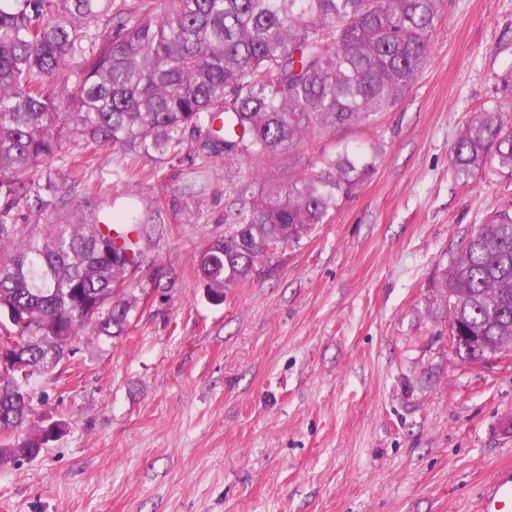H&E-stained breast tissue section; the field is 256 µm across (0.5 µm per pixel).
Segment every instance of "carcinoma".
<instances>
[{"instance_id":"1","label":"carcinoma","mask_w":512,"mask_h":512,"mask_svg":"<svg viewBox=\"0 0 512 512\" xmlns=\"http://www.w3.org/2000/svg\"><path fill=\"white\" fill-rule=\"evenodd\" d=\"M445 0H0V337L36 373L0 381V422L32 411L33 383L58 365L65 339L119 336L141 252L139 210L103 223L93 210L47 220L76 188L93 191L92 155L112 147L130 176L160 166L271 158L312 134L393 111L426 66ZM74 142L86 155L57 178L45 163ZM378 149L344 147L321 166L260 188L224 215V235L193 265L210 297L270 274L278 252L336 212ZM489 161L512 173V118L480 106L452 148L456 176ZM448 327L481 354L512 347V209L485 219L441 282ZM96 308L98 322L86 321ZM0 425V433L7 431ZM37 441L0 437V458H34Z\"/></svg>"}]
</instances>
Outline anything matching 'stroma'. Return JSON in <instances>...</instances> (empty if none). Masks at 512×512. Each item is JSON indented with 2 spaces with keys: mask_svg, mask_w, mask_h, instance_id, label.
Returning <instances> with one entry per match:
<instances>
[{
  "mask_svg": "<svg viewBox=\"0 0 512 512\" xmlns=\"http://www.w3.org/2000/svg\"><path fill=\"white\" fill-rule=\"evenodd\" d=\"M512 0H446L427 65L370 125L316 133L225 166L112 148L88 178L100 216L148 220L128 330L82 337L38 378L34 412L65 427L38 457L0 461V512H478L512 467V358L454 352L439 281L475 225L512 206L493 168L457 180L451 148L480 105L512 110ZM349 143L377 144L327 223L266 278L213 301L193 267L250 204Z\"/></svg>",
  "mask_w": 512,
  "mask_h": 512,
  "instance_id": "35a3bbf8",
  "label": "stroma"
}]
</instances>
